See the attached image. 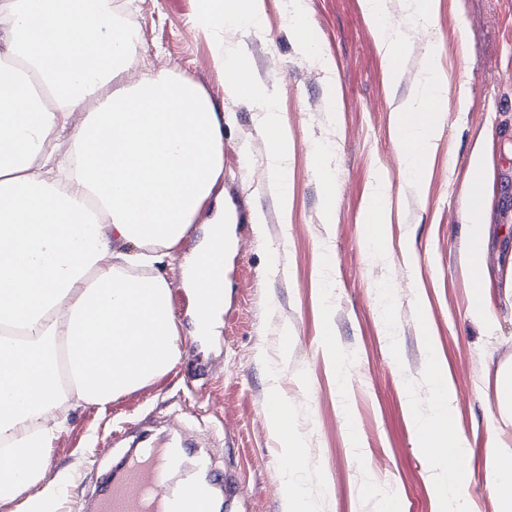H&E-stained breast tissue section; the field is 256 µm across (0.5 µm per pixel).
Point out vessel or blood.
<instances>
[{"instance_id": "vessel-or-blood-1", "label": "vessel or blood", "mask_w": 512, "mask_h": 512, "mask_svg": "<svg viewBox=\"0 0 512 512\" xmlns=\"http://www.w3.org/2000/svg\"><path fill=\"white\" fill-rule=\"evenodd\" d=\"M223 301L222 285L211 284L208 295L198 304L199 323L208 322L213 308ZM180 462L176 449L159 446L129 456L101 481L92 500V512H208L215 485L221 483L229 488L236 483L233 475L212 472L209 460L203 457L198 466L211 471L210 480L195 483L186 490L169 486L170 476Z\"/></svg>"}]
</instances>
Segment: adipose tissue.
Wrapping results in <instances>:
<instances>
[{
    "label": "adipose tissue",
    "mask_w": 512,
    "mask_h": 512,
    "mask_svg": "<svg viewBox=\"0 0 512 512\" xmlns=\"http://www.w3.org/2000/svg\"><path fill=\"white\" fill-rule=\"evenodd\" d=\"M389 66L406 34L383 0H363ZM115 0H0V504L23 500L26 512H52L31 495L46 469L22 463L49 452L74 410L106 409L167 373L182 356L165 268L224 169L219 111L194 83L146 73L117 86L138 42L118 19ZM260 29L262 0H199L194 26L210 38L224 73L225 98L261 108L271 142L267 181L288 193L292 144L282 116L251 75L244 54L225 48L224 26ZM448 80L428 68L415 96L394 116L404 166L422 176L446 122ZM390 183L377 174L362 215L367 239L381 245L389 221ZM223 211L205 229L187 273L193 297L200 266L224 277L231 249ZM430 415H413L416 446L432 463L440 512L463 504L466 445L454 424L457 394L430 355ZM286 402L272 392L267 418L291 471L303 467L301 436L288 431Z\"/></svg>",
    "instance_id": "obj_1"
}]
</instances>
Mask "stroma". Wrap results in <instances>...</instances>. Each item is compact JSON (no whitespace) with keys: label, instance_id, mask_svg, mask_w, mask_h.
<instances>
[{"label":"stroma","instance_id":"stroma-1","mask_svg":"<svg viewBox=\"0 0 512 512\" xmlns=\"http://www.w3.org/2000/svg\"><path fill=\"white\" fill-rule=\"evenodd\" d=\"M315 37L301 53L282 14L263 0L262 32L225 26L254 78L275 99L293 144L290 208L267 186L268 145L255 107L224 97L210 41L194 30L197 0H133L121 12L141 50L125 75L168 72L200 87L235 123L224 132V169L179 251L190 254L214 199L234 212L236 240L225 258V307L216 332L184 337L171 371L114 401L106 412H73L49 453L41 488L58 512H82L72 488L95 490L123 455L121 436L155 424L170 444L191 430L208 442L215 469H236L228 512H285L283 450L269 429L272 387L288 400L306 441L297 481L316 512H383L367 486L394 485L400 512H436L430 462L416 447L412 413L433 408L427 343L448 368L455 422L469 443L462 476L467 512H498L488 460L492 439L512 445L499 416L496 371L512 365V0H435L432 36L389 69L363 0H298ZM448 79V120L423 178L406 176L394 113L428 66ZM335 88L337 109H326ZM466 101H459V91ZM331 143L336 213L326 220L323 186L311 160ZM483 145L491 169L487 326L473 312L466 276L464 210L472 189L470 153ZM385 173L390 222L371 247L361 215L374 177ZM260 222H253V213ZM333 350H326L325 338ZM360 444L351 447L345 415Z\"/></svg>","mask_w":512,"mask_h":512}]
</instances>
